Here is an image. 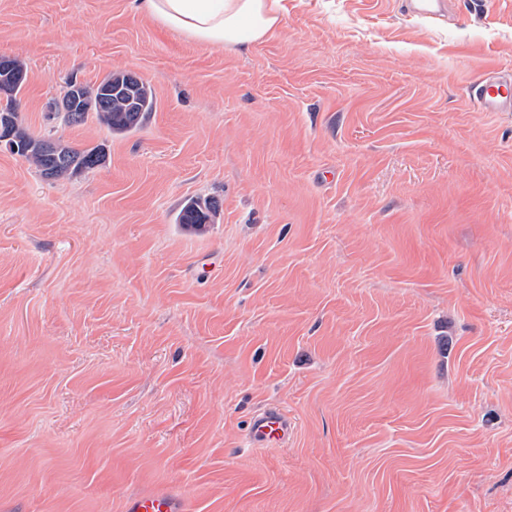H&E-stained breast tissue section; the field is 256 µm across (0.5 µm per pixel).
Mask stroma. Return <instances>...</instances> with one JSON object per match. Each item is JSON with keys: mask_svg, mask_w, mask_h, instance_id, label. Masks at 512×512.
<instances>
[{"mask_svg": "<svg viewBox=\"0 0 512 512\" xmlns=\"http://www.w3.org/2000/svg\"><path fill=\"white\" fill-rule=\"evenodd\" d=\"M285 7L240 53L0 0L22 125L107 153L49 180L0 147V512H512V113L467 94L512 72V0ZM116 71L139 129L47 119ZM269 407L293 434L249 447ZM217 214L216 207L210 201L190 200L181 209L178 223L190 227L211 224ZM126 512H190L189 499L181 492L146 491L127 500Z\"/></svg>", "mask_w": 512, "mask_h": 512, "instance_id": "1", "label": "stroma"}]
</instances>
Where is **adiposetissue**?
Returning a JSON list of instances; mask_svg holds the SVG:
<instances>
[{
    "mask_svg": "<svg viewBox=\"0 0 512 512\" xmlns=\"http://www.w3.org/2000/svg\"><path fill=\"white\" fill-rule=\"evenodd\" d=\"M136 11L186 41L246 49L278 37L282 0H133Z\"/></svg>",
    "mask_w": 512,
    "mask_h": 512,
    "instance_id": "obj_1",
    "label": "adipose tissue"
}]
</instances>
